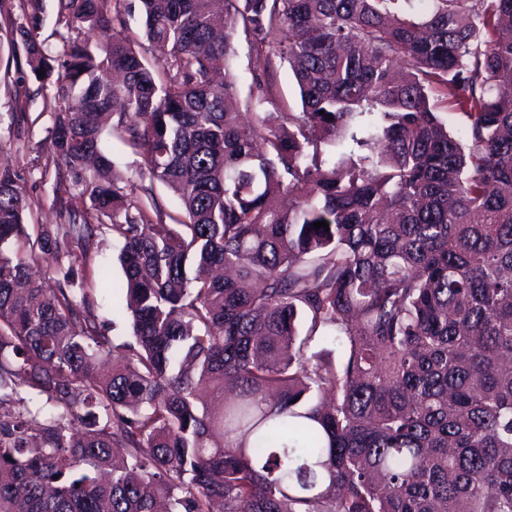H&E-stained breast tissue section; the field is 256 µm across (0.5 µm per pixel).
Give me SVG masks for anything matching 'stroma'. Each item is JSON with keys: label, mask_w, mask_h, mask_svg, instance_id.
<instances>
[{"label": "stroma", "mask_w": 512, "mask_h": 512, "mask_svg": "<svg viewBox=\"0 0 512 512\" xmlns=\"http://www.w3.org/2000/svg\"><path fill=\"white\" fill-rule=\"evenodd\" d=\"M30 12L28 0H0V165L11 166L19 176L28 205L27 222L48 226L60 221L52 206L53 178L45 173L53 165L49 150L52 118L44 108L52 91L34 79L23 46L12 35ZM268 82V111H300L299 91L286 63L272 59Z\"/></svg>", "instance_id": "obj_1"}]
</instances>
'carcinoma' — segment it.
Masks as SVG:
<instances>
[{"label":"carcinoma","mask_w":512,"mask_h":512,"mask_svg":"<svg viewBox=\"0 0 512 512\" xmlns=\"http://www.w3.org/2000/svg\"><path fill=\"white\" fill-rule=\"evenodd\" d=\"M216 3L58 0L55 56L39 0L16 29L58 71L68 223L31 235L0 167V512H512V0ZM273 57L298 113L265 110ZM109 133L182 218L112 181ZM236 53L233 73L238 89V108L240 112L248 114L250 113L249 90L255 68V55L244 41L236 44ZM153 193L160 203L161 213L158 218L153 215L155 224H173L169 216L177 217L180 214V208L177 199L162 185L155 183ZM118 253L117 246L111 242L104 246L95 259L96 265L104 266L110 271L113 281H121L123 279V270L118 261ZM98 312L100 318L105 322L109 336L127 333L126 316L120 311L118 302L110 294L102 292L98 294ZM116 325V330L112 331V322Z\"/></svg>","instance_id":"cac0c4a2"}]
</instances>
